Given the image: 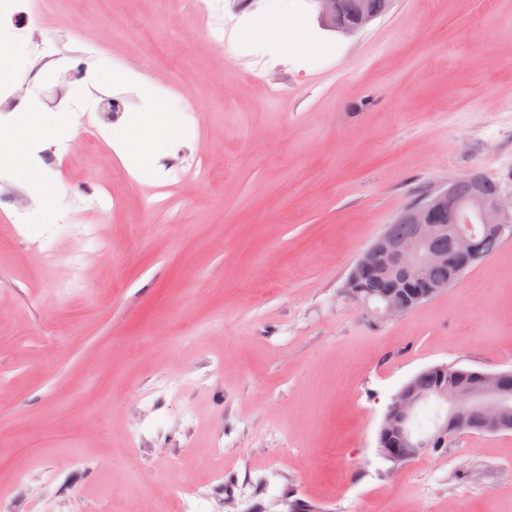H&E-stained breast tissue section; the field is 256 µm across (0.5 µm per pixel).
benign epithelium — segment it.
Masks as SVG:
<instances>
[{
    "mask_svg": "<svg viewBox=\"0 0 512 512\" xmlns=\"http://www.w3.org/2000/svg\"><path fill=\"white\" fill-rule=\"evenodd\" d=\"M315 4L321 26L328 30L336 29L335 19L339 0H310ZM463 208L458 194L451 187L436 190L403 212L397 221L413 227L412 237L394 240L388 236L377 238L359 257L348 274V279L357 282L367 271L379 267H392L407 282L419 285L424 282V272L430 266L448 263V255H453L455 264L453 279H459L468 269L475 256L474 237L459 224H437L434 216L446 213L456 216ZM472 208L479 214L485 227L500 236H512V201L503 195L487 200L476 198ZM438 237H447L451 242V252L435 250L430 242ZM407 303L399 294L389 293L382 302L380 313L385 319L405 313ZM462 372L453 374L445 383L431 392L445 408L439 422L438 433L442 441L453 444L460 436L463 419L472 411L482 418L483 430L500 433L504 427V417L512 405V376L505 372L471 374L472 384L461 382ZM424 395L400 389L391 399L381 423L386 438L403 442L412 453L396 456L391 449L380 448L378 454L398 467L410 461L411 455L430 450V441L409 434L410 416Z\"/></svg>",
    "mask_w": 512,
    "mask_h": 512,
    "instance_id": "obj_1",
    "label": "benign epithelium"
}]
</instances>
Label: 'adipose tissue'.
<instances>
[{"instance_id": "ef3b65f1", "label": "adipose tissue", "mask_w": 512, "mask_h": 512, "mask_svg": "<svg viewBox=\"0 0 512 512\" xmlns=\"http://www.w3.org/2000/svg\"><path fill=\"white\" fill-rule=\"evenodd\" d=\"M138 90L142 97L152 101L153 108L119 133V140L125 143L144 144L150 136L168 132L174 127L172 115L159 103L155 87L142 82ZM46 130V124L34 114L28 115L22 124L14 128H0V170L14 168L44 203L52 195V185L38 167L36 151L46 136Z\"/></svg>"}]
</instances>
